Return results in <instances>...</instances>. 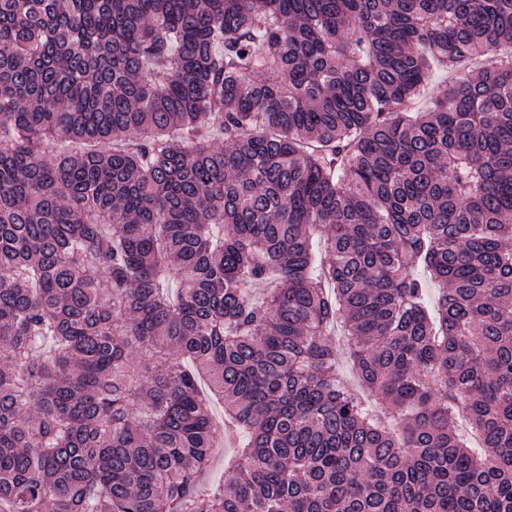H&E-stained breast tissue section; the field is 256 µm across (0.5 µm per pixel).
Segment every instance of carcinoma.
Segmentation results:
<instances>
[{"instance_id": "cac0c4a2", "label": "carcinoma", "mask_w": 512, "mask_h": 512, "mask_svg": "<svg viewBox=\"0 0 512 512\" xmlns=\"http://www.w3.org/2000/svg\"><path fill=\"white\" fill-rule=\"evenodd\" d=\"M502 45L512 0H0V512H512Z\"/></svg>"}]
</instances>
